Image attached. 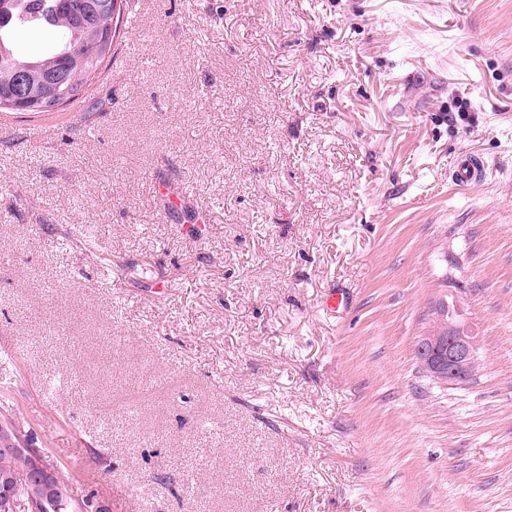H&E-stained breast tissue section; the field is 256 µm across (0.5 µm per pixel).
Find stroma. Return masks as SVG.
Masks as SVG:
<instances>
[{
  "instance_id": "stroma-1",
  "label": "stroma",
  "mask_w": 512,
  "mask_h": 512,
  "mask_svg": "<svg viewBox=\"0 0 512 512\" xmlns=\"http://www.w3.org/2000/svg\"><path fill=\"white\" fill-rule=\"evenodd\" d=\"M124 44L0 123V423L109 512H512V0H143ZM445 289L463 385L415 355ZM485 169L483 160L465 154L460 158L452 177L460 187L475 186L483 182Z\"/></svg>"
}]
</instances>
